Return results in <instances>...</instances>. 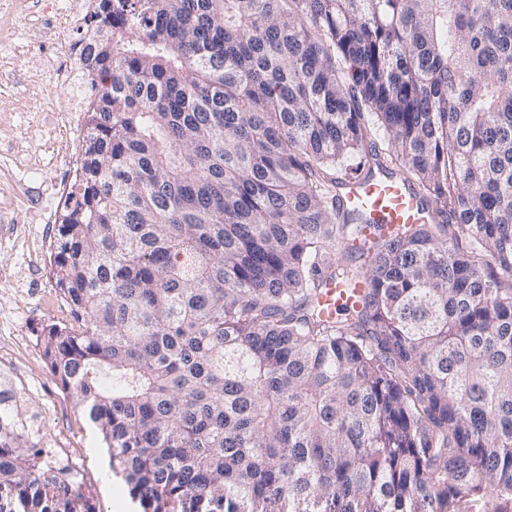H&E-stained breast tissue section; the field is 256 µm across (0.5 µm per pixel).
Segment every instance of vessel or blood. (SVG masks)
I'll return each mask as SVG.
<instances>
[{
    "mask_svg": "<svg viewBox=\"0 0 512 512\" xmlns=\"http://www.w3.org/2000/svg\"><path fill=\"white\" fill-rule=\"evenodd\" d=\"M340 194L352 208L363 213L372 222L397 227L419 224L430 219L427 206L411 187L395 175L378 172L367 178L347 181ZM356 292L345 293L336 288L327 289L322 304L328 315L355 305Z\"/></svg>",
    "mask_w": 512,
    "mask_h": 512,
    "instance_id": "1",
    "label": "vessel or blood"
}]
</instances>
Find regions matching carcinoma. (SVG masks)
Segmentation results:
<instances>
[{
	"label": "carcinoma",
	"mask_w": 512,
	"mask_h": 512,
	"mask_svg": "<svg viewBox=\"0 0 512 512\" xmlns=\"http://www.w3.org/2000/svg\"><path fill=\"white\" fill-rule=\"evenodd\" d=\"M88 23L51 262L71 323L41 339L143 512L512 495V0H96ZM376 170L440 220L364 223L339 188ZM12 397L0 512H97ZM358 293L350 289L349 294L336 288H327L326 294L322 299L324 312L330 316H335L336 311L343 308H350L356 304Z\"/></svg>",
	"instance_id": "carcinoma-1"
}]
</instances>
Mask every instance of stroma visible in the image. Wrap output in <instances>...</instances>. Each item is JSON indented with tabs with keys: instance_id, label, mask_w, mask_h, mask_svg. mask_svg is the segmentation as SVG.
<instances>
[{
	"instance_id": "35a3bbf8",
	"label": "stroma",
	"mask_w": 512,
	"mask_h": 512,
	"mask_svg": "<svg viewBox=\"0 0 512 512\" xmlns=\"http://www.w3.org/2000/svg\"><path fill=\"white\" fill-rule=\"evenodd\" d=\"M71 2L18 0L0 17V376L20 396L33 434L77 472L98 512H140L101 433L45 362L40 339L45 326L70 320L50 260L87 115L63 111L68 90L46 60L85 35V25L64 24Z\"/></svg>"
}]
</instances>
